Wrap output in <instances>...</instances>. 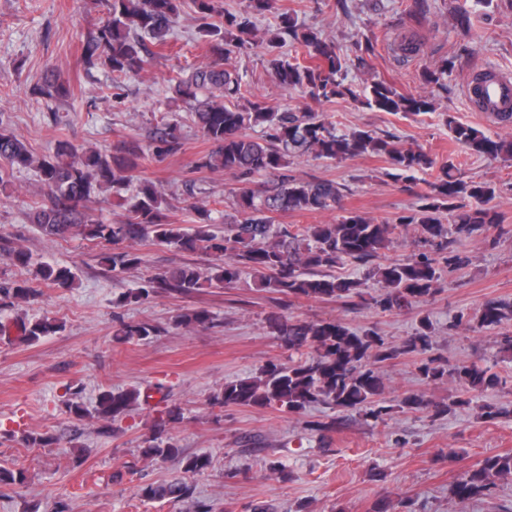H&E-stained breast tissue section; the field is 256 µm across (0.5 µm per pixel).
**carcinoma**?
I'll return each instance as SVG.
<instances>
[{"label":"carcinoma","instance_id":"obj_1","mask_svg":"<svg viewBox=\"0 0 512 512\" xmlns=\"http://www.w3.org/2000/svg\"><path fill=\"white\" fill-rule=\"evenodd\" d=\"M106 19L90 33L83 59L88 65H100L115 77L139 75L150 64L148 45L159 51L169 47L168 36L185 0H107ZM201 21L206 53L210 61L191 75L170 78L175 92L194 106L195 123L211 145L199 164L201 168L220 169L245 180L266 173L278 174L272 188H242L235 193L240 217L224 221L217 230L212 209L193 204L191 224L168 220V203L152 181H134L133 172L144 155L135 141H124L111 150L96 147L78 149L66 140L57 142L53 154L37 157L24 141L0 130V160L8 168L0 169V184L9 183L10 172L37 171L50 205L37 210L33 223L49 239L80 237L87 241L115 245L105 259L112 271L136 269L144 262L136 244L152 239L177 253L203 252L213 257L204 270L193 265L169 269L144 281L135 292L120 298L123 303L138 302L162 292L191 295L203 288H232L250 272L259 286L295 298L349 300L362 297L364 282L336 277L327 270L345 262L365 267L364 277L374 280L384 291L372 298L382 312L401 311L435 294L441 278L439 265L448 271L461 269L468 262L457 244L500 224L493 201L496 188L488 181L466 180L451 162L436 164L425 153L404 148L364 130L338 131L324 118L312 112H273L266 102L255 99L229 105L242 98L238 75L226 67L231 54L254 44V18L275 9V0H246L242 12L224 13L222 0H190ZM455 26L464 35L471 32L470 12L457 4L451 8ZM295 45V56L288 60L275 57L271 66L280 85L297 90L315 101L350 96L369 108L394 114L417 115L434 111L433 100L426 96L403 95L385 81H376L358 92L345 83L346 60L336 45L320 32L298 25L289 10L276 13L275 24L265 32L263 43L273 52L286 42ZM422 43L416 32L401 38L396 50L404 58L419 54ZM42 94L63 98L70 88L47 68L43 73ZM457 142L469 150L492 159L512 162V140L494 139L484 132L448 118ZM261 127L264 135L254 138L249 131ZM180 148L177 125L161 123L154 138L152 156L163 159ZM311 154L319 159L343 162L374 155L389 160L393 177L415 179L420 170L436 169L429 192L422 204L409 216L393 224L377 223L356 211L340 216L333 224L281 225L275 216L288 212H325L336 209L342 197L332 180L302 181L288 174L287 158ZM135 183L128 220L106 224L90 212L88 203L103 189H119ZM453 216V229L443 224V214ZM417 229L422 242L436 247L437 256L419 253L401 262L371 265L379 251L409 226ZM76 278L67 266L42 263L34 279H0V296L21 302L36 300L38 285L71 288ZM212 322L206 310H193L178 316L186 328ZM268 328L290 350L309 348L314 354L292 364L271 363L260 375L224 383L212 396L219 407L274 406L289 414H299L314 404L340 411L355 410L376 421L387 413L382 394L384 384L376 364L392 360L399 352L385 347L371 329L352 331L339 320L305 321L280 313L266 316ZM512 322V300H491L484 304L477 320L480 330H496ZM64 325L44 315L34 321L20 322V339L27 343L62 331ZM117 335L127 341H146L157 335V327L148 321L122 323ZM433 330L422 317L404 351L425 354L433 350ZM426 379L448 374L463 385L465 397L456 405H468L475 394L482 395L506 384V380L488 368L455 365L428 357L418 366ZM150 395L137 388L104 390L99 394L97 416L114 421L127 414ZM145 453L183 463L186 474L208 468L207 455L183 454L170 441L153 440ZM512 475V454L487 457L462 472L454 487L461 501L491 493L496 480ZM193 494L186 480L166 484H147L140 489L146 500L180 501Z\"/></svg>","mask_w":512,"mask_h":512}]
</instances>
